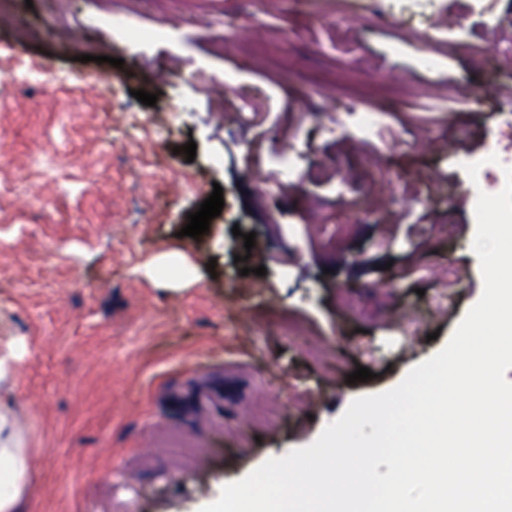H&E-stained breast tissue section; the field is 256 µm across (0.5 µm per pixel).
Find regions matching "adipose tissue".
Returning <instances> with one entry per match:
<instances>
[{
    "instance_id": "obj_1",
    "label": "adipose tissue",
    "mask_w": 512,
    "mask_h": 512,
    "mask_svg": "<svg viewBox=\"0 0 512 512\" xmlns=\"http://www.w3.org/2000/svg\"><path fill=\"white\" fill-rule=\"evenodd\" d=\"M30 483L24 434L10 410H0V512H21Z\"/></svg>"
}]
</instances>
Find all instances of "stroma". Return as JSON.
<instances>
[{"label":"stroma","mask_w":512,"mask_h":512,"mask_svg":"<svg viewBox=\"0 0 512 512\" xmlns=\"http://www.w3.org/2000/svg\"><path fill=\"white\" fill-rule=\"evenodd\" d=\"M383 5L343 21L336 0L0 10V79L58 76L0 96V344H23L0 403L29 451L24 512H200L312 444L356 398L396 387L478 302L474 165L512 143V0ZM116 9L175 37L130 41L108 26ZM378 82L400 95L377 103L364 134L346 94ZM186 97L192 111L171 116ZM190 141L191 161L178 151ZM282 151L299 159L295 182L271 175ZM217 185L220 216L182 235ZM341 225L353 234L331 246ZM173 252L191 276L148 275ZM451 268L462 277L433 315ZM341 288L360 313L337 310ZM285 315L310 325L323 363L282 329ZM360 365L372 379L348 383ZM267 402L279 418L256 427Z\"/></svg>","instance_id":"1"}]
</instances>
